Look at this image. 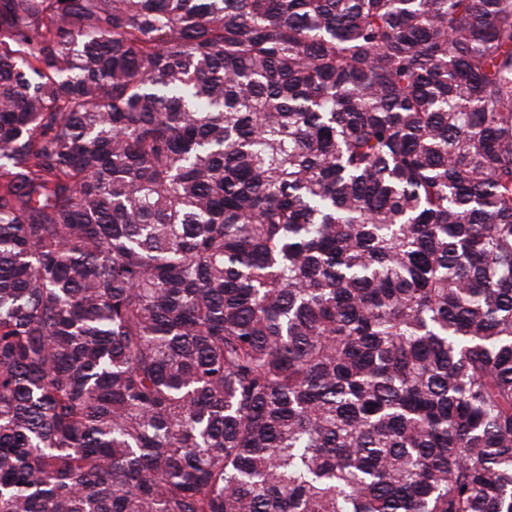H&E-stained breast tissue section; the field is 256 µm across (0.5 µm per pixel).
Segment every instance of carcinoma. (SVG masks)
Wrapping results in <instances>:
<instances>
[{"label":"carcinoma","instance_id":"carcinoma-1","mask_svg":"<svg viewBox=\"0 0 512 512\" xmlns=\"http://www.w3.org/2000/svg\"><path fill=\"white\" fill-rule=\"evenodd\" d=\"M0 512H512V0H0Z\"/></svg>","mask_w":512,"mask_h":512}]
</instances>
